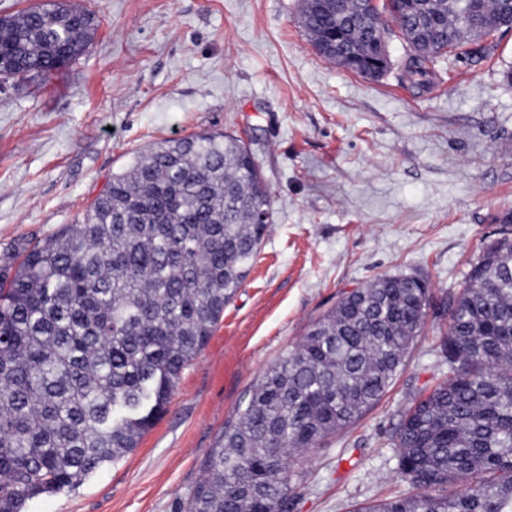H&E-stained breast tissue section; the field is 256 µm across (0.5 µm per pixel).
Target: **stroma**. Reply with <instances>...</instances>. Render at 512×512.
I'll return each instance as SVG.
<instances>
[{"label": "stroma", "mask_w": 512, "mask_h": 512, "mask_svg": "<svg viewBox=\"0 0 512 512\" xmlns=\"http://www.w3.org/2000/svg\"><path fill=\"white\" fill-rule=\"evenodd\" d=\"M102 23L49 78L0 81V270L21 243L82 221L137 152L202 132L247 135L273 224L166 412L135 450L23 512H185L224 422L309 326L381 275H419L430 308L384 396L299 454L287 512H354L405 490L391 437L448 375L441 340L473 263L512 217V30L448 56L429 88L319 55L302 0H70Z\"/></svg>", "instance_id": "stroma-1"}]
</instances>
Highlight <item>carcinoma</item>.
<instances>
[{"label":"carcinoma","mask_w":512,"mask_h":512,"mask_svg":"<svg viewBox=\"0 0 512 512\" xmlns=\"http://www.w3.org/2000/svg\"><path fill=\"white\" fill-rule=\"evenodd\" d=\"M504 0H405L391 15L403 77L426 88L464 45L488 55L512 28ZM386 7L304 0L316 51L368 79ZM95 12L44 0L0 18L9 77H48L81 57ZM271 224V195L237 136L150 145L112 174L80 224L17 247L0 274V512H22L131 453L167 407L241 288ZM429 283L382 276L343 297L253 387L208 450L186 512H281L295 457L387 391L424 326ZM448 377L392 436L411 491L353 512H512V238L484 250L448 310Z\"/></svg>","instance_id":"carcinoma-1"}]
</instances>
